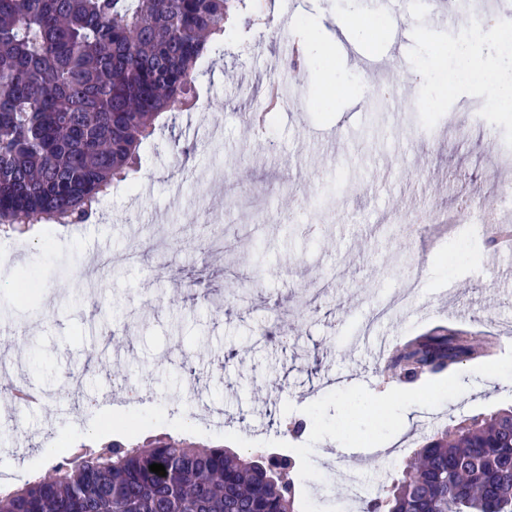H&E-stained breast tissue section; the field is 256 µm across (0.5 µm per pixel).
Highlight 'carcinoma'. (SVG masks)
Here are the masks:
<instances>
[{"mask_svg":"<svg viewBox=\"0 0 512 512\" xmlns=\"http://www.w3.org/2000/svg\"><path fill=\"white\" fill-rule=\"evenodd\" d=\"M247 0H0V226L85 224L129 179L163 115L190 107L197 66ZM482 349L457 330L384 365L445 376ZM165 467L159 476L149 466ZM290 456L164 436L72 449L55 476L0 494V512H295ZM363 512H512V409L425 437Z\"/></svg>","mask_w":512,"mask_h":512,"instance_id":"1","label":"carcinoma"}]
</instances>
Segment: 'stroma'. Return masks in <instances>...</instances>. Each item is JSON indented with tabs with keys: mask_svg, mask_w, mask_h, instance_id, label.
I'll return each instance as SVG.
<instances>
[{
	"mask_svg": "<svg viewBox=\"0 0 512 512\" xmlns=\"http://www.w3.org/2000/svg\"><path fill=\"white\" fill-rule=\"evenodd\" d=\"M263 3L262 34L204 58L194 108L157 127L89 223L0 232V328L23 330L0 385L46 395L0 399V493L49 476L66 448L171 436L294 456L301 512H362L350 483L377 495L433 430L512 408V255L460 209L488 197L512 221V108L483 79L416 94L465 31L433 23L424 0H358L376 27L365 43L337 25L348 0ZM304 25L326 55L289 70L269 105ZM367 56L385 68L367 72ZM438 326L491 336L492 356L407 383L361 341ZM408 412L411 432L384 447ZM339 440L365 449L334 452Z\"/></svg>",
	"mask_w": 512,
	"mask_h": 512,
	"instance_id": "obj_1",
	"label": "stroma"
}]
</instances>
